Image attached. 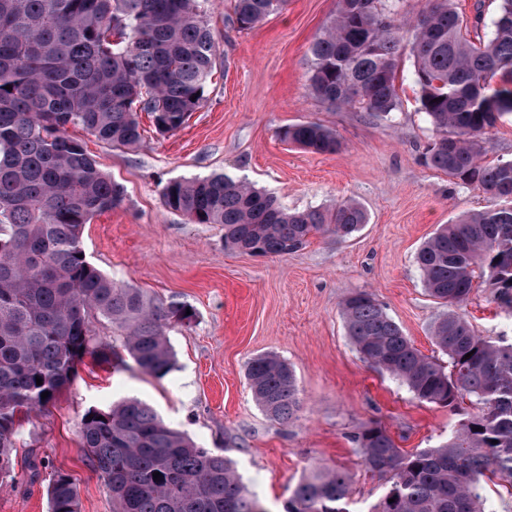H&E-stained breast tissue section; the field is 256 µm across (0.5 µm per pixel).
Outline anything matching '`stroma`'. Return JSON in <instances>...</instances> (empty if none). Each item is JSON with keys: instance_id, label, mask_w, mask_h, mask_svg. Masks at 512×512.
<instances>
[{"instance_id": "35a3bbf8", "label": "stroma", "mask_w": 512, "mask_h": 512, "mask_svg": "<svg viewBox=\"0 0 512 512\" xmlns=\"http://www.w3.org/2000/svg\"><path fill=\"white\" fill-rule=\"evenodd\" d=\"M233 5L203 2L216 69L205 105L181 129L159 134L144 114L137 149L82 137L124 189L120 206L86 225L87 257L117 282L195 309L191 324L167 331L176 366L155 378L128 357L117 365L85 359L54 407L24 423L15 471L27 472L36 459L46 473L33 482L1 483L0 512H48L47 475L55 470L73 477L80 512H113L111 493L85 460L78 426L89 408L125 398L148 403L198 446L229 455L265 512H284L295 484L316 466L349 472L351 512H371L387 484L366 470L352 435L377 423L413 452L446 440L464 418L418 401L365 362L340 306L351 292H372L422 353L436 355L431 325L443 308L423 288L417 250L438 225L493 208L495 198L422 164L431 131L418 110L411 56L400 63V107L392 121L309 94V48L334 18L336 0H288L247 31L231 25ZM307 121L335 130L340 150L311 153L282 140L283 128ZM214 172L254 183L291 209L352 198L369 222L349 240L316 236L285 256L231 251L220 225L190 223L161 199L168 179ZM460 311L479 336L512 342V309L492 288H473ZM267 352L297 377L303 408L285 425L260 410L245 378L248 360Z\"/></svg>"}]
</instances>
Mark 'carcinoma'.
Here are the masks:
<instances>
[{
  "instance_id": "carcinoma-1",
  "label": "carcinoma",
  "mask_w": 512,
  "mask_h": 512,
  "mask_svg": "<svg viewBox=\"0 0 512 512\" xmlns=\"http://www.w3.org/2000/svg\"><path fill=\"white\" fill-rule=\"evenodd\" d=\"M287 2L234 0L232 25L250 30ZM422 2L410 24L407 0H337L335 18L310 46L308 88L329 106L387 118L399 109L397 70L410 51L419 111L433 132L424 165L501 199L441 225L416 254L427 295L449 308L431 328L447 362L423 354L372 293L354 291L341 304L347 334L371 367L421 402L478 408L448 440L413 453L380 425L354 436L365 468L389 483L372 512H486L487 482H506L512 496V343L478 336L450 307L482 279L512 307V158L482 162L498 122L512 115V0H493L487 34L452 0ZM215 61L200 0H0V483L17 481L22 417L47 411L85 358L108 363L123 349L146 374L174 368L166 329L196 312L120 285L87 259L85 224L119 206L123 191L68 129L136 149L144 112L157 132L173 133L205 104ZM281 137L312 153L340 148L317 122L290 125ZM161 196L191 223L224 227L225 248L258 256L288 255L317 235L347 240L368 223L352 200L291 211L224 173L169 179ZM100 320L121 331V346L97 334ZM246 374L271 420L297 417L302 402L285 360L258 354ZM78 433L115 512H264L229 458L138 399L88 410ZM350 488L347 472L315 467L286 512H349ZM47 494L49 512H79L70 474L54 472Z\"/></svg>"
}]
</instances>
